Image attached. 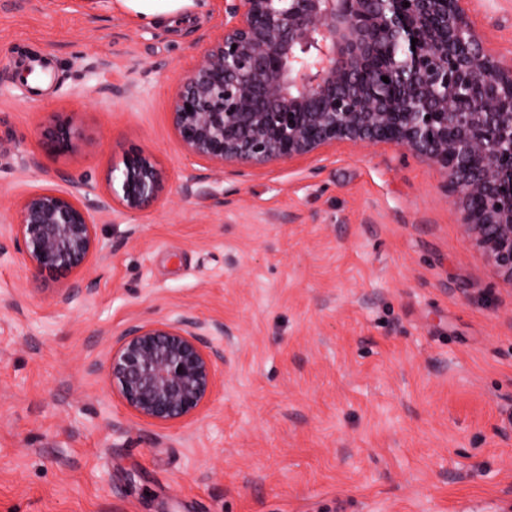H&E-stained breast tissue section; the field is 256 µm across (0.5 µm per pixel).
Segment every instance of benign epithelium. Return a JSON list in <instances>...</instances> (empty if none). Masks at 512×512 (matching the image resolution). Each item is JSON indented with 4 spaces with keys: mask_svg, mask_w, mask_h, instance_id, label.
Returning a JSON list of instances; mask_svg holds the SVG:
<instances>
[{
    "mask_svg": "<svg viewBox=\"0 0 512 512\" xmlns=\"http://www.w3.org/2000/svg\"><path fill=\"white\" fill-rule=\"evenodd\" d=\"M470 2L224 0L222 34L170 98L175 134L220 167H263L336 141L405 148L446 172L468 240L512 288V58L485 47ZM75 138L70 118L40 132L56 155ZM112 172L110 194L128 212L161 190L144 152ZM106 207L52 188L26 194L13 233L28 269L82 272L104 254L93 211ZM208 332L194 317L128 326L104 366L112 393L149 422L195 416L224 363Z\"/></svg>",
    "mask_w": 512,
    "mask_h": 512,
    "instance_id": "1",
    "label": "benign epithelium"
}]
</instances>
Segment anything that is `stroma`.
Instances as JSON below:
<instances>
[{
    "instance_id": "1",
    "label": "stroma",
    "mask_w": 512,
    "mask_h": 512,
    "mask_svg": "<svg viewBox=\"0 0 512 512\" xmlns=\"http://www.w3.org/2000/svg\"><path fill=\"white\" fill-rule=\"evenodd\" d=\"M512 54V0H473ZM224 0L149 25L118 0H0V512H512V288L472 247L445 172L339 142L260 168L187 155L169 119ZM73 117V152L39 131ZM153 155L156 201L94 215L109 246L36 276L13 241L39 188L109 196ZM41 169H28L30 160ZM224 327L209 403L174 425L113 395L130 324Z\"/></svg>"
}]
</instances>
